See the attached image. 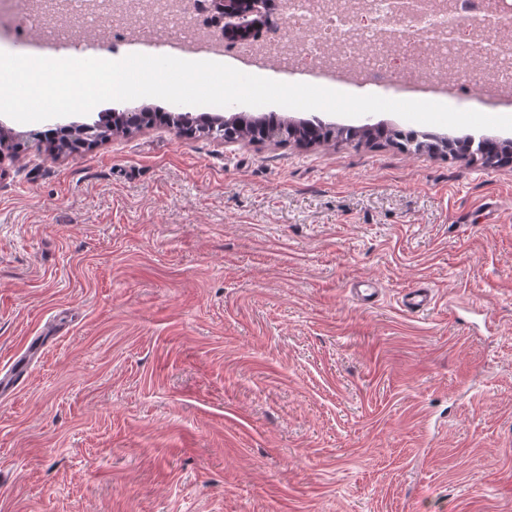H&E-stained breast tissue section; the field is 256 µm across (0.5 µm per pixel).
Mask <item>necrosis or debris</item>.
Instances as JSON below:
<instances>
[{"label":"necrosis or debris","mask_w":512,"mask_h":512,"mask_svg":"<svg viewBox=\"0 0 512 512\" xmlns=\"http://www.w3.org/2000/svg\"><path fill=\"white\" fill-rule=\"evenodd\" d=\"M40 10L0 0V43L22 33L82 42L107 27L113 44H148L179 32L183 46L263 69L355 87L396 82L402 92L451 101L478 91L485 106L512 105V34L487 17H512V0H417L397 12L392 0H289L279 39L228 42L216 0H43Z\"/></svg>","instance_id":"4bbe7bcc"}]
</instances>
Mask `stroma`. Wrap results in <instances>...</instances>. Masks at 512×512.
<instances>
[{
	"instance_id": "35a3bbf8",
	"label": "stroma",
	"mask_w": 512,
	"mask_h": 512,
	"mask_svg": "<svg viewBox=\"0 0 512 512\" xmlns=\"http://www.w3.org/2000/svg\"><path fill=\"white\" fill-rule=\"evenodd\" d=\"M124 108L0 115V512H512V164Z\"/></svg>"
}]
</instances>
